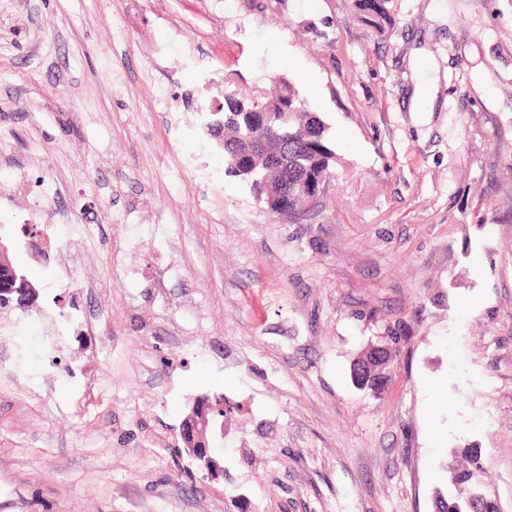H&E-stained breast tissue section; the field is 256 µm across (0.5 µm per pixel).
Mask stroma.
<instances>
[{
	"label": "stroma",
	"mask_w": 512,
	"mask_h": 512,
	"mask_svg": "<svg viewBox=\"0 0 512 512\" xmlns=\"http://www.w3.org/2000/svg\"><path fill=\"white\" fill-rule=\"evenodd\" d=\"M0 0V206L83 244L10 252L0 512H433L479 458L512 512V0ZM430 67L415 77L411 63ZM293 83L334 136L271 214L199 127L209 81ZM437 85L429 112L415 85ZM78 270L80 288L51 282ZM81 310L93 333L60 322ZM389 346L377 392L352 361ZM224 396V475L183 450ZM356 8L364 15L366 21L378 29L383 28V22H386V10L384 2L386 0H355Z\"/></svg>",
	"instance_id": "obj_1"
}]
</instances>
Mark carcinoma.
Listing matches in <instances>:
<instances>
[{
    "mask_svg": "<svg viewBox=\"0 0 512 512\" xmlns=\"http://www.w3.org/2000/svg\"><path fill=\"white\" fill-rule=\"evenodd\" d=\"M356 8L374 27L383 28L386 21V0H355ZM288 102V119L283 126L292 134L288 143V167L269 172L261 157L249 158L245 149L244 128L247 112L253 107L277 111L278 104ZM338 161L334 149L331 127L324 118L312 112L299 96L296 88L285 81L273 95L252 88L224 91V166L225 172L249 184L257 198H266L263 182L288 183V205L300 212L304 203V190L323 169H332Z\"/></svg>",
    "mask_w": 512,
    "mask_h": 512,
    "instance_id": "cac0c4a2",
    "label": "carcinoma"
}]
</instances>
